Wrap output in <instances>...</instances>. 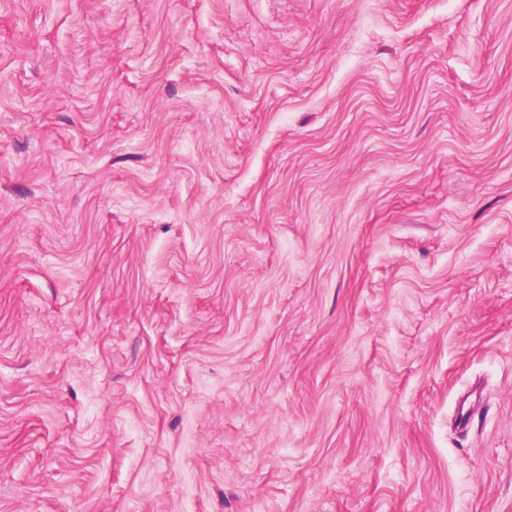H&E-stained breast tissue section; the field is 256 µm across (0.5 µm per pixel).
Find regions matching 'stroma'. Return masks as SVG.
Returning <instances> with one entry per match:
<instances>
[{
	"label": "stroma",
	"instance_id": "stroma-1",
	"mask_svg": "<svg viewBox=\"0 0 512 512\" xmlns=\"http://www.w3.org/2000/svg\"><path fill=\"white\" fill-rule=\"evenodd\" d=\"M0 512H512V0H0Z\"/></svg>",
	"mask_w": 512,
	"mask_h": 512
}]
</instances>
